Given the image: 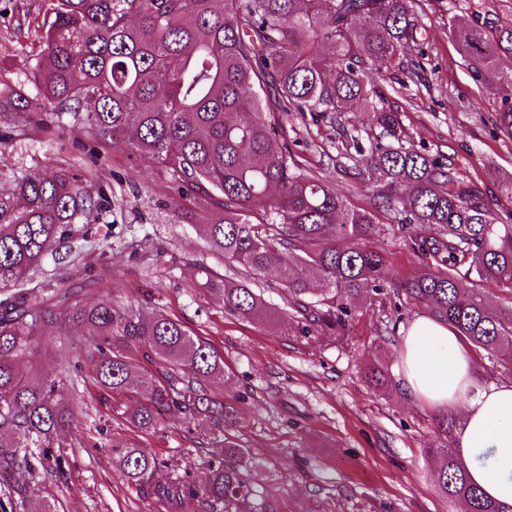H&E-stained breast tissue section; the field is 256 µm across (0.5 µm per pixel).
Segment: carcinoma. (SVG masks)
Masks as SVG:
<instances>
[{
	"instance_id": "cac0c4a2",
	"label": "carcinoma",
	"mask_w": 512,
	"mask_h": 512,
	"mask_svg": "<svg viewBox=\"0 0 512 512\" xmlns=\"http://www.w3.org/2000/svg\"><path fill=\"white\" fill-rule=\"evenodd\" d=\"M43 36L34 76L38 97L0 89V112L49 105L68 112L116 153L144 156L168 174L178 199L173 221L193 224L210 251L236 275L203 271L202 287L242 322L310 335L313 327L345 335L352 306L379 290L384 256L367 247L379 219L336 193L332 182L304 167L288 141L293 112H365L364 133L340 129L346 156H359L360 175L377 188L375 210L409 230L426 259L396 285L407 300L459 336L512 366V308L494 311L484 284L512 287V174L487 194L448 164L397 145L399 113L383 106L368 73H415L425 41L413 0H57ZM461 56L477 78L506 91L495 126L512 140V19L479 15L451 20ZM68 169L53 178L26 176L0 185V512H55L30 504L26 485L71 428L68 377L30 380L32 347L45 327L75 325L92 336L99 399L129 398L122 411L143 434L159 417L183 415L179 436L207 449L206 466L175 468L120 433L112 460L150 500L153 512H273L258 497L250 472L256 461L236 435L247 394L221 395L224 356L192 336L182 322L101 298L92 304L57 301L22 285L77 225L97 224L106 209L93 186ZM276 267L288 319L257 292ZM320 282L319 290L313 284ZM150 367L132 379L133 363ZM437 481L445 497L469 512H512L468 479L451 447Z\"/></svg>"
}]
</instances>
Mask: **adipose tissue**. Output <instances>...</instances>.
Listing matches in <instances>:
<instances>
[{
    "mask_svg": "<svg viewBox=\"0 0 512 512\" xmlns=\"http://www.w3.org/2000/svg\"><path fill=\"white\" fill-rule=\"evenodd\" d=\"M408 393L440 410L462 409L456 448L469 475L488 496L512 504V380L477 386L468 349L454 330L421 316L403 339ZM493 454L492 466L477 456Z\"/></svg>",
    "mask_w": 512,
    "mask_h": 512,
    "instance_id": "ef3b65f1",
    "label": "adipose tissue"
}]
</instances>
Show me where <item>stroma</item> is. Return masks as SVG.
<instances>
[{
	"mask_svg": "<svg viewBox=\"0 0 512 512\" xmlns=\"http://www.w3.org/2000/svg\"><path fill=\"white\" fill-rule=\"evenodd\" d=\"M50 0H0V86L32 90L30 76L41 57V36L52 20ZM426 31L424 70L371 74L387 107L398 111L402 147L451 163L465 182L496 188L512 173V141L494 125L503 91L475 78L458 52L450 21L456 16L512 15V0H416ZM295 150L305 167L330 174L338 194L368 209L373 184L354 175L342 158L340 128L363 129L365 113L289 115ZM0 184L65 168L97 170L112 205L93 225L94 240L77 266L46 264L28 287L46 292L66 277L76 299L101 297L144 310L160 309L207 339L224 355L226 378L216 392H248L237 434L260 466L252 481L275 512H464L459 499L440 492L435 453L436 408L410 398L401 384L403 338L423 310L397 301L390 285L414 276L423 260L397 225L380 223L369 248L386 260L387 290L357 303L344 338L314 330L310 338L282 336L267 325L226 315L221 301L201 288L203 270L228 274L189 225L171 221L172 195L164 171L135 155L115 154L88 129L51 109L24 110L0 118ZM88 336L80 329H46L32 354L41 378L70 368L74 422L60 440V472L39 471L30 480V501L54 502L57 512H149L148 499L132 491L112 454L101 448V431L130 435L121 415L96 400ZM379 365L387 381L370 386L364 374ZM181 414L163 415L144 445L183 467L176 431Z\"/></svg>",
	"mask_w": 512,
	"mask_h": 512,
	"instance_id": "stroma-1",
	"label": "stroma"
}]
</instances>
